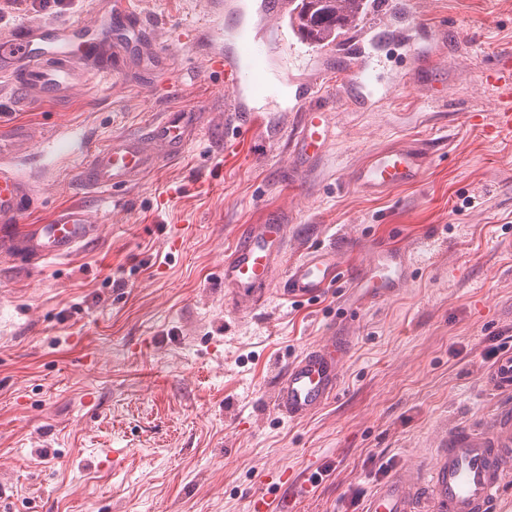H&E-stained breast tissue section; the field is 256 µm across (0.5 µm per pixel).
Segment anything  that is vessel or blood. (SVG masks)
Masks as SVG:
<instances>
[{
  "mask_svg": "<svg viewBox=\"0 0 512 512\" xmlns=\"http://www.w3.org/2000/svg\"><path fill=\"white\" fill-rule=\"evenodd\" d=\"M128 9L113 19L59 27L57 34L29 29L13 42L0 45V72L18 71V92L33 87L46 100L60 99L75 86L87 83L80 73L81 57L94 55L99 34L125 21ZM191 113L176 110L152 121L146 133L119 135L91 157L83 170L86 183L97 190L129 184L151 172L159 158L175 159L184 152ZM26 125L16 124L0 133V155H12L30 141ZM327 139L326 113L305 112L295 136L301 150L322 149ZM427 156L411 144L372 154L353 175L364 190L385 194L417 181ZM22 203L21 183L9 168H0V220L14 218ZM98 225L88 223L81 207L57 214L50 223L33 225L13 239V251L35 260L63 259L91 237ZM286 235L282 224H249L224 259V288L232 299L262 303L268 271L279 258ZM412 258L406 249L383 246L365 261L344 271L332 248L307 251L285 271L284 296L310 299L320 296L341 278L371 302L393 296L405 287ZM349 347L347 337L329 334L290 361L273 386L277 412L291 420L307 418L334 398L340 388L338 363ZM491 390L512 395V349L505 351L486 377ZM512 412L498 411L489 427H457L444 433L439 447L430 449L422 465L403 466L369 496L363 512H512Z\"/></svg>",
  "mask_w": 512,
  "mask_h": 512,
  "instance_id": "vessel-or-blood-1",
  "label": "vessel or blood"
}]
</instances>
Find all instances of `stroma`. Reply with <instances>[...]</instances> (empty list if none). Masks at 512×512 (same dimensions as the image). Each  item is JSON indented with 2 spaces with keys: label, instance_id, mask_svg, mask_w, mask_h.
<instances>
[{
  "label": "stroma",
  "instance_id": "stroma-1",
  "mask_svg": "<svg viewBox=\"0 0 512 512\" xmlns=\"http://www.w3.org/2000/svg\"><path fill=\"white\" fill-rule=\"evenodd\" d=\"M117 0H23L0 41L87 22ZM115 53L92 83L34 105L0 78V130L29 126L5 163L25 191L0 238L80 204L101 236L65 259L0 252V512H360L389 468L418 465L453 426H487L505 400L484 377L512 346V137L488 139L512 61V0H369L358 26L301 45L288 0H127ZM271 46L261 101L233 85L244 41ZM224 60L210 69L212 57ZM335 136L300 154L304 112ZM198 113L184 154L117 194L79 171L115 135L161 113ZM77 128L71 157L40 153ZM425 149L413 184L364 191L377 151ZM287 227L259 306L224 295V257L244 225ZM392 243L419 259L391 300L342 313L346 283L284 299L287 265L334 246L345 265ZM350 339L338 395L291 422L271 400L277 369L330 330ZM124 456L113 464L112 451ZM309 473L281 503L277 471Z\"/></svg>",
  "mask_w": 512,
  "mask_h": 512
}]
</instances>
